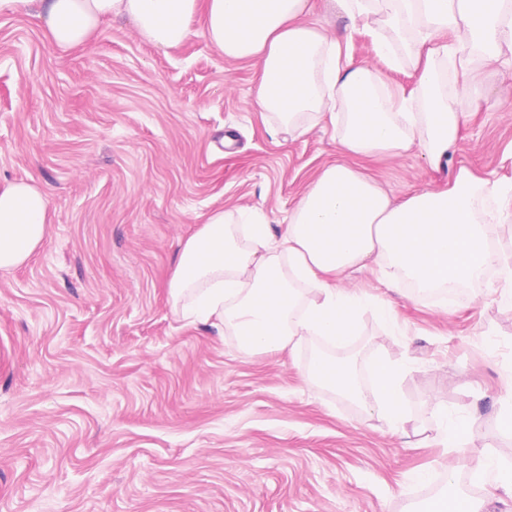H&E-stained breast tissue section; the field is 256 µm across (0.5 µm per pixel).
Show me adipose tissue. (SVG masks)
<instances>
[{"instance_id":"obj_1","label":"adipose tissue","mask_w":512,"mask_h":512,"mask_svg":"<svg viewBox=\"0 0 512 512\" xmlns=\"http://www.w3.org/2000/svg\"><path fill=\"white\" fill-rule=\"evenodd\" d=\"M17 15L62 51L89 45L113 20L130 22L160 48L198 35L225 59L254 62L259 109L279 113L292 135L306 132L307 118H340L342 159L321 171L279 232L256 211L220 208L181 243L169 293L185 320H218L247 353L293 348L311 336L342 345L363 304L342 282L369 267L382 271L387 288L412 280L425 292L483 280L496 268L504 281L486 282L487 293L512 298V254L492 249L484 226L512 211V192L462 167L446 190L409 191L396 202L358 168L414 147L432 168L448 163L460 106L480 95L479 67L512 73V0H0V16ZM337 18L345 31L363 27L390 69L408 68L415 90L342 55ZM50 222L42 184L0 186V270L24 264ZM305 284L313 297L304 296ZM370 375L363 389L342 362L318 356L306 377L402 427L396 365L378 356ZM429 415L444 448L468 442L466 417L438 405ZM471 477L486 500L512 496V463L478 460Z\"/></svg>"}]
</instances>
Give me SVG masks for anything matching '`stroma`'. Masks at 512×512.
<instances>
[{"label": "stroma", "mask_w": 512, "mask_h": 512, "mask_svg": "<svg viewBox=\"0 0 512 512\" xmlns=\"http://www.w3.org/2000/svg\"><path fill=\"white\" fill-rule=\"evenodd\" d=\"M405 91L373 39L343 47ZM447 168L419 150L366 161L394 197L447 187L459 167L512 187V76L484 69ZM257 68L194 36L163 51L103 25L61 51L28 18L0 17V183L34 178L52 224L23 266L0 271V512H416L472 460L512 462L498 422L512 397V305L478 290L448 308L354 273L358 333L334 354L367 380L378 354L401 370L396 431L305 377L319 344L242 351L225 326L184 321L169 295L180 242L211 210L284 224L340 156L330 121L289 135L259 111ZM390 300L396 320L373 304ZM466 416L454 453L425 434L429 404ZM427 470L430 483L415 480Z\"/></svg>", "instance_id": "1"}]
</instances>
